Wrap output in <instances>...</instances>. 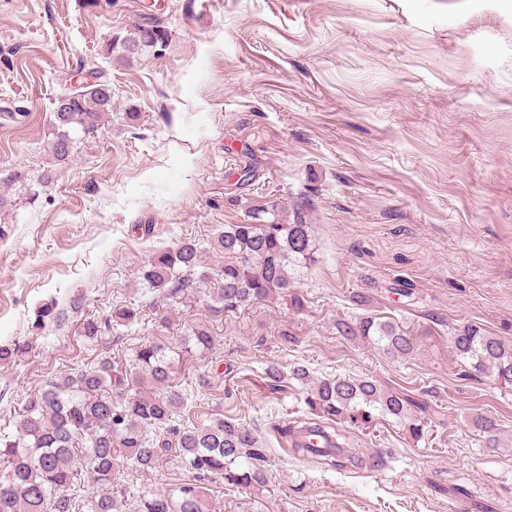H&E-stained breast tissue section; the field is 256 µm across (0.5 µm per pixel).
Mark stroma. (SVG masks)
<instances>
[{
  "label": "stroma",
  "mask_w": 512,
  "mask_h": 512,
  "mask_svg": "<svg viewBox=\"0 0 512 512\" xmlns=\"http://www.w3.org/2000/svg\"><path fill=\"white\" fill-rule=\"evenodd\" d=\"M157 26L165 42L130 64L110 42ZM112 86V111L66 163L50 152L53 101L80 69ZM137 120H128V113ZM39 195L29 200L28 184ZM0 434H16L28 394L94 360L81 318L113 306L138 323L105 332L127 358L142 342L180 348L203 326L214 346L180 363L174 423L257 427L269 489L219 481L216 512H512V389L464 376L450 341L473 324L512 344V10L503 0H0ZM308 197L315 260L305 304L209 305L157 298L137 272L158 248ZM411 283L410 295L398 280ZM369 296L357 306L353 295ZM57 298L58 322H36ZM78 300L80 309L70 307ZM371 315L418 338L394 359L338 336ZM369 376L422 396L433 420L415 441L388 422L361 432L383 467L340 470L292 456L271 423L304 416L297 382L265 372ZM494 419L488 448L473 420ZM127 512L142 490L188 478L176 465L117 470Z\"/></svg>",
  "instance_id": "stroma-1"
}]
</instances>
